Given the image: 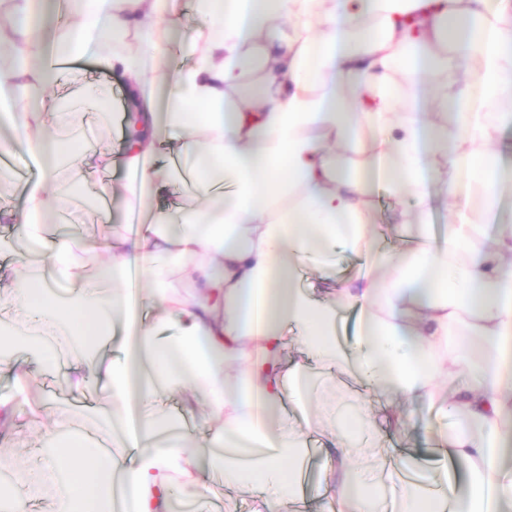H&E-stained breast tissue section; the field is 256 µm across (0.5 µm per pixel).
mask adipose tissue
I'll return each instance as SVG.
<instances>
[{"instance_id":"obj_1","label":"adipose tissue","mask_w":512,"mask_h":512,"mask_svg":"<svg viewBox=\"0 0 512 512\" xmlns=\"http://www.w3.org/2000/svg\"><path fill=\"white\" fill-rule=\"evenodd\" d=\"M162 2L71 0L64 10L58 0H10L9 23L0 24L9 49L0 65V155L21 149L39 165L21 209L0 210V221L24 227L10 252L40 280L36 288L1 281L0 293H9L19 321L67 325L93 347L66 382L101 385L109 398L104 433L128 432L135 451L124 462L58 421L44 429L55 443L45 468L0 455L12 475L10 512H30L47 486L58 491L55 512H173L172 484L195 497L205 469L261 489L263 512H280L301 442L321 429L284 424L281 394L297 378L282 365L289 326L314 357L381 380L379 413L419 403L466 418L469 428L439 442L470 473L456 512H512V467L500 461L512 441V226L492 233L473 218L492 211L512 184L493 147L499 126L512 122V0H192L204 44L174 84L151 86L160 45L180 34L178 15L164 13ZM90 55L126 79L137 111L126 170L142 187L166 188L172 170L152 159L159 144L176 143L195 155L191 173L204 190L174 212L138 200L137 228L100 239L103 289L85 286L87 257L75 241L44 233L75 197L57 185L66 148L43 127L78 115L47 113L36 131L27 121L35 90L60 75L56 60ZM470 58L476 71L463 65ZM433 71L444 73L447 88L429 83ZM435 101L449 122L429 120ZM461 170L479 174L464 194L454 188ZM375 171L414 205L399 213L400 257L383 279L366 272L317 300L299 284L304 266L340 248L375 249L367 220ZM434 181L448 195L440 238L408 230L428 210ZM173 268L191 271L198 294L172 295ZM134 269L151 283L138 301L125 288ZM146 303L161 307L174 335L143 322ZM353 308L365 318L349 353L337 332ZM115 334L123 357L108 362L99 349ZM16 364L0 362L13 372L0 415L42 429L26 399L30 375ZM181 386L202 387L214 419L203 462L155 408ZM333 446L326 465L335 480L319 488L321 512H372L362 473L348 467L362 453L378 460L383 444L362 452L340 433Z\"/></svg>"}]
</instances>
